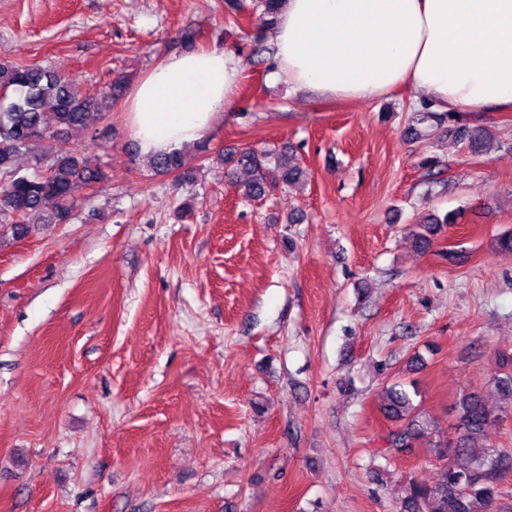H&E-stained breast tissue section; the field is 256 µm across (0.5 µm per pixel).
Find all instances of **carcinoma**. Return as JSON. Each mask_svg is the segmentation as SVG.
I'll use <instances>...</instances> for the list:
<instances>
[{
	"label": "carcinoma",
	"mask_w": 512,
	"mask_h": 512,
	"mask_svg": "<svg viewBox=\"0 0 512 512\" xmlns=\"http://www.w3.org/2000/svg\"><path fill=\"white\" fill-rule=\"evenodd\" d=\"M284 0H251V7L266 17L267 25L276 23ZM248 7L231 4L233 26L241 29V37L252 43V55L264 58L273 49L264 44L261 32L242 29L240 14ZM125 79L117 75L104 91L83 93L58 72L36 64L0 65V219L25 218L38 211L47 201L55 202L53 220L67 224L72 217L78 191L103 178L101 170L75 151L61 150L40 174L27 175L17 169L16 157L39 141L65 130L83 128L90 113L100 109L104 98L119 99ZM416 123L432 121L438 126L454 120L452 112H431L424 103L415 112ZM459 141L471 155H483L492 143L490 132L483 126L463 130ZM224 162L250 174L243 196L260 200L275 187H292L305 176V170L291 153L274 149L256 150L246 147L224 155ZM153 164L167 172L184 177L186 156L181 150L162 153ZM454 224L452 214L438 220L431 216L423 228L414 231L417 248L426 251L439 223ZM505 368L497 383L501 392L512 399V353L499 354ZM386 401L381 412L396 423L387 436V447L381 451L405 452L427 437L434 456L446 462L444 478L430 486L413 483L400 501L399 512H512V505L501 503L505 492L502 482L512 473V452L489 446L490 435L500 416L488 410L475 393L463 395L456 405L454 432L446 439H431L428 422L417 412L413 398L400 382L386 387Z\"/></svg>",
	"instance_id": "obj_1"
}]
</instances>
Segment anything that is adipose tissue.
<instances>
[{
  "mask_svg": "<svg viewBox=\"0 0 512 512\" xmlns=\"http://www.w3.org/2000/svg\"><path fill=\"white\" fill-rule=\"evenodd\" d=\"M277 78L326 99L424 93L438 112L512 111V0H286ZM240 60L221 50L170 57L126 102L142 156L195 143L233 103Z\"/></svg>",
  "mask_w": 512,
  "mask_h": 512,
  "instance_id": "1",
  "label": "adipose tissue"
}]
</instances>
